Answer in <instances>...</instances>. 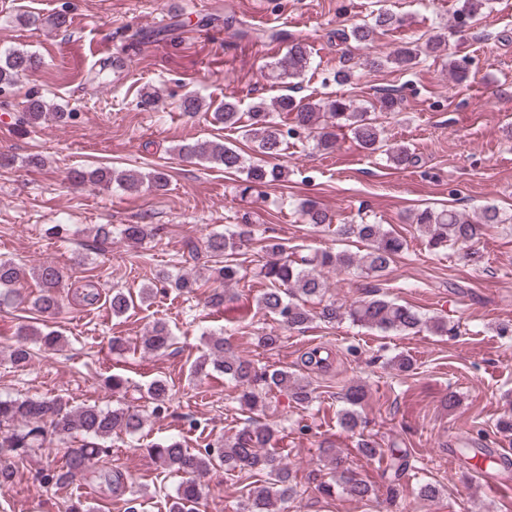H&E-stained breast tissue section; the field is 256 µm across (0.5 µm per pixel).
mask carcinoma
<instances>
[{
    "label": "carcinoma",
    "instance_id": "cac0c4a2",
    "mask_svg": "<svg viewBox=\"0 0 512 512\" xmlns=\"http://www.w3.org/2000/svg\"><path fill=\"white\" fill-rule=\"evenodd\" d=\"M485 5V0H462L458 9V24L464 25L476 16ZM402 24V19L388 10H380L371 21L355 25L350 32L340 31L337 37L345 43L351 39L359 44L373 40L376 30L394 29ZM445 34L437 33L423 44L402 46L382 57H368L362 66L375 70L384 66L411 69L419 63L423 55L443 51ZM310 63V51L301 41L288 42V50L275 62L278 78L296 80L301 78ZM40 59L24 49L0 51V85H9L27 72L40 67ZM180 108L191 115L208 112L213 123L226 129L241 132L254 145V151L264 157L276 158L288 147V139L306 135L316 141L323 150L336 148L335 129L347 127L354 139L366 151H384L397 166L414 163L415 156L406 146H386L381 137V129L371 118L370 111L358 109L343 99L330 100L324 104L314 101H298L288 94H281L273 100L252 103L247 111H242L236 101L226 100L210 109L204 106L198 96L190 93L183 97ZM182 157L200 162L214 163L227 173L244 175L239 184V192L246 195L258 187L269 186L284 177V170L277 166L269 167L261 163H249L234 148L221 140L190 139L175 147ZM75 179L80 182L109 186L117 185L124 191H136L143 185L156 190L166 187V174L154 170L145 175H134L126 170L98 168L91 171H75ZM297 212L308 224L315 227L333 224V216L310 199L297 205ZM417 225L427 243L434 249H450L462 255L469 262L479 260L473 251V243L489 224H504L507 219L494 205H486L472 220L454 209L425 208L409 217ZM341 236H356L366 242L363 253L345 250H317L311 252L303 245L288 248L284 243L273 239H263L262 250L269 259L261 266L259 275L269 286L258 299V307L272 316L282 327L297 329L311 320L305 302L310 299L323 300L326 284L319 271L331 269L346 271L358 269L366 274L380 277L386 272L395 257L400 254L405 241L381 224H341L336 229ZM120 235L127 241H141L147 236L143 224H124ZM252 239L251 224L247 217L235 225V229L214 233L204 241L205 254L219 259L211 267L215 279L224 284L237 283L246 277L245 270L235 259L240 247ZM188 256L199 259L198 246L188 241L185 244ZM40 288V294L31 301L32 307L45 317L58 315L62 308L58 288L62 286L63 271L53 265H41L32 271ZM21 278V271L13 263L0 262V297L7 298L16 293L13 288ZM164 283L180 293H190L196 280L186 275L167 277ZM132 298L121 290L112 292L110 307L115 317L124 316L132 308ZM318 318L327 323L349 319L354 323L381 331L416 333L425 328L434 334H447L453 328L441 318H425L413 308L397 303L384 296H373L348 307L328 301L321 305ZM36 336L41 344L53 350L63 347L65 338L54 329L45 331L23 326L18 332L14 347L10 352L11 362L17 367H25L31 359L27 337ZM174 345V337L166 323L155 322L142 337L143 349L150 352H165ZM208 353L201 356L193 366V373H203L210 369L230 380L239 387L240 406L249 410L265 406L266 396L274 390H285L290 399L301 406L312 402L309 384L296 378L284 369L272 371L255 367L254 363L236 354L226 344L224 338L210 335L207 342ZM147 395L152 404V415L160 417L168 411L169 388L162 379L153 380ZM365 398V390L360 385L349 387L345 394L346 406L338 413V424L350 433H355L362 420L358 407ZM145 418L125 408L104 409L97 405L73 406L70 401L58 395L53 398H0V456L8 453L15 457H31L47 447L46 428L62 440H78V444L67 449L65 464L47 470L43 480L55 486L65 485L83 472L95 467L107 449L100 447L98 440L114 434L134 436L144 427ZM277 430L268 425L245 426L234 437L219 440L206 448L192 451L183 447L180 440L167 438L152 444L151 455L165 469L184 477L176 490L170 512H195L202 498V485L197 477L208 474L216 464H222L233 472L259 471L267 475L265 484L249 491L244 512H284V504L295 495L293 472L272 447ZM82 439H77V436ZM331 454L330 463L334 480L321 484L324 494L345 493L363 500L372 493V487L348 468L341 467L340 458Z\"/></svg>",
    "mask_w": 512,
    "mask_h": 512
}]
</instances>
